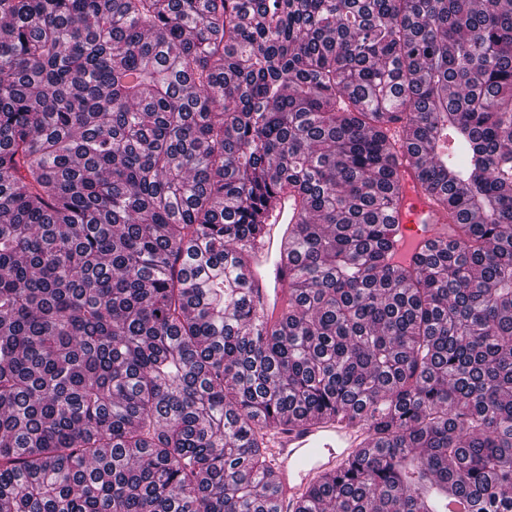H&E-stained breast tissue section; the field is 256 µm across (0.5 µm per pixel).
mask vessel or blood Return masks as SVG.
<instances>
[{"label": "vessel or blood", "mask_w": 512, "mask_h": 512, "mask_svg": "<svg viewBox=\"0 0 512 512\" xmlns=\"http://www.w3.org/2000/svg\"><path fill=\"white\" fill-rule=\"evenodd\" d=\"M388 144L398 197L390 221L400 236L396 259L401 262L437 238L452 237L453 231L435 199L419 188L402 124H390ZM290 208L288 198H281L266 221L264 242L254 256V302L271 321L276 320L287 300L288 274L284 269L283 247L293 229ZM364 436L361 424L348 422L278 429L270 438L268 452L273 460L279 512H293L297 496L311 477L333 472L338 461L357 447Z\"/></svg>", "instance_id": "vessel-or-blood-1"}]
</instances>
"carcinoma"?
<instances>
[{
  "instance_id": "carcinoma-1",
  "label": "carcinoma",
  "mask_w": 512,
  "mask_h": 512,
  "mask_svg": "<svg viewBox=\"0 0 512 512\" xmlns=\"http://www.w3.org/2000/svg\"><path fill=\"white\" fill-rule=\"evenodd\" d=\"M395 122L454 224L399 268ZM336 419L294 512H512V0H0V506L277 512ZM290 208L288 195L282 196L264 224V242L254 256V302L269 322L276 320L287 300L288 274L284 269L287 262L283 259V247L294 225ZM365 437L359 423L338 422L315 427L287 426L271 436L275 502L279 512H293L297 496L316 473H331L338 461Z\"/></svg>"
}]
</instances>
